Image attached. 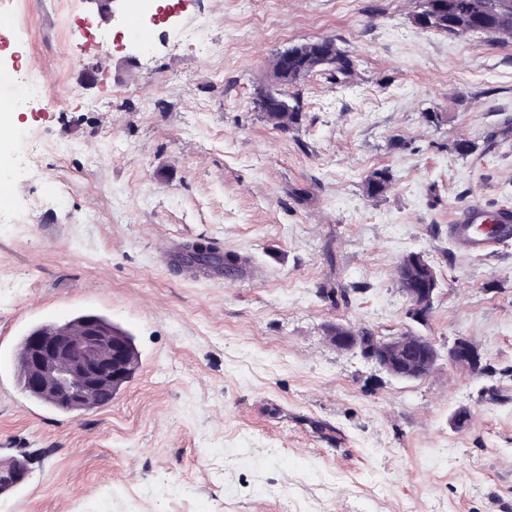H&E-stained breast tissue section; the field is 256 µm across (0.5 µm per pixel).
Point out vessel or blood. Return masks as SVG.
Segmentation results:
<instances>
[{
	"mask_svg": "<svg viewBox=\"0 0 512 512\" xmlns=\"http://www.w3.org/2000/svg\"><path fill=\"white\" fill-rule=\"evenodd\" d=\"M448 237L464 254L483 256L488 246L512 241V209L502 208L491 213L481 202L466 204L453 213ZM165 255L169 262L184 268L190 278L219 282L224 277V267L219 262L200 266L191 261L189 246L183 240H170Z\"/></svg>",
	"mask_w": 512,
	"mask_h": 512,
	"instance_id": "vessel-or-blood-1",
	"label": "vessel or blood"
}]
</instances>
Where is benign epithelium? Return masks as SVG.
Returning <instances> with one entry per match:
<instances>
[{
    "label": "benign epithelium",
    "instance_id": "1",
    "mask_svg": "<svg viewBox=\"0 0 512 512\" xmlns=\"http://www.w3.org/2000/svg\"><path fill=\"white\" fill-rule=\"evenodd\" d=\"M433 19L458 34H467L480 27L502 41L512 42V0H499L495 17L485 14V5L480 0L464 12L453 11L448 0H433L429 11L414 16V23L426 31L433 28ZM302 48L306 50V63L312 68L330 64L332 47L329 40L307 42ZM279 59L281 75L277 84L286 85L289 74L298 66V51L292 47L280 53ZM413 259L423 261L421 277L405 280L402 291L410 303V318L423 323L433 309L438 277L422 255L415 253ZM329 339L337 350L358 351L399 380L422 379L440 360L436 346L423 336L414 335L411 343L405 344L398 336L384 340L370 332L359 333L337 324L331 328ZM26 351L29 387L63 406L103 403L111 388L123 384L131 375L128 343L95 319L58 325L49 335H33ZM448 362L474 374L482 368L478 348L463 337L448 346Z\"/></svg>",
    "mask_w": 512,
    "mask_h": 512
}]
</instances>
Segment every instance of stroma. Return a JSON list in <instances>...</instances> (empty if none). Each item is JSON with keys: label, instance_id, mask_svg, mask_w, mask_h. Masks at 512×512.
Segmentation results:
<instances>
[{"label": "stroma", "instance_id": "1", "mask_svg": "<svg viewBox=\"0 0 512 512\" xmlns=\"http://www.w3.org/2000/svg\"><path fill=\"white\" fill-rule=\"evenodd\" d=\"M166 2L157 27L132 0L109 24L94 0H0V94L28 106L0 146L19 218L0 223V468L30 477L0 512H512V245L448 238L456 207L512 206V43L420 30L424 0ZM319 39L351 69L285 86L301 112L277 128L257 105L272 64ZM178 236L254 279L166 269ZM409 253L438 276L423 324ZM85 313L132 335L137 370L109 404L43 406L10 355ZM336 322L443 355L464 337L485 369L399 380L337 351ZM414 260L423 263L420 278L406 279L401 270V279L405 281L402 291L407 297L410 307L409 316L417 323H424L430 317L438 290V277L435 269L421 254H412Z\"/></svg>", "mask_w": 512, "mask_h": 512}]
</instances>
